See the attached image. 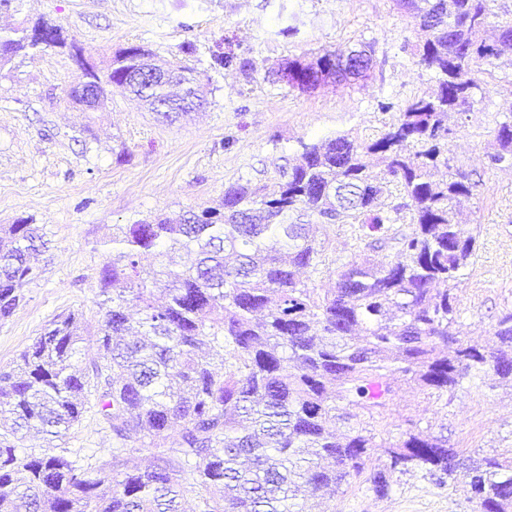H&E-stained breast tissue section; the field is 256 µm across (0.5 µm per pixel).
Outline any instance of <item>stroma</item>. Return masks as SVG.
<instances>
[{
    "label": "stroma",
    "mask_w": 512,
    "mask_h": 512,
    "mask_svg": "<svg viewBox=\"0 0 512 512\" xmlns=\"http://www.w3.org/2000/svg\"><path fill=\"white\" fill-rule=\"evenodd\" d=\"M39 20L61 26L102 72L132 45L193 67L208 103L169 124L116 87L102 109L85 112L67 97L79 74L69 49L20 51L0 62V224L42 225L50 241L41 274L23 284L18 306L0 322L2 369L59 314L101 321L97 280L112 260L105 242L113 225L218 206L234 182L273 183L301 143L365 139L393 118L380 103L403 106L435 84L410 51L424 34L394 0H24L22 12L0 11V28ZM359 44L374 50L366 79L299 91L277 75L287 60ZM229 50L252 70L214 65V54ZM482 79L483 101L456 116L448 155L474 185L461 221L476 254L454 291L462 331L492 351L494 325L512 312V168L490 167L487 154L496 121L512 113V71ZM312 232L336 264L367 253L355 226L316 224ZM394 390L388 411L372 421L371 466H384L386 447L409 432L445 436L464 457L512 461V387L496 385L493 373H473L442 395L401 375ZM65 443L92 466L112 463V431L94 403ZM469 496L461 480L440 486L421 472L397 473L387 498L358 479L326 494L323 508L472 512Z\"/></svg>",
    "instance_id": "stroma-1"
}]
</instances>
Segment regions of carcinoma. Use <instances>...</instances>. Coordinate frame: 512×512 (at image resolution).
<instances>
[{
    "mask_svg": "<svg viewBox=\"0 0 512 512\" xmlns=\"http://www.w3.org/2000/svg\"><path fill=\"white\" fill-rule=\"evenodd\" d=\"M493 2L395 0L428 31L413 55L436 85L373 137L303 142L301 161L270 187L235 183L220 209L119 227L100 274L96 331L74 313L60 316L12 370H0V512H182L189 494L198 512H290L302 490L318 507L321 493L364 473L375 433L361 417L384 410L396 375L439 393L473 371L512 382V357L462 336L452 294L475 253L457 221L472 185L448 157L454 118L482 99L478 62L512 68V19H499ZM27 49H40L28 27L0 31V60ZM142 51L120 49L105 75L91 65L80 79L121 87L149 107L179 105L168 85L137 81ZM215 62L251 67L233 53ZM371 62L364 49L326 50L286 62L280 78L305 91L330 77H364ZM177 68L179 84L203 105L196 71ZM493 137L491 165L512 166V115ZM442 166L445 180L435 178ZM395 194L406 202L380 206ZM405 209L410 231L392 232ZM240 214L249 222L231 223ZM304 218L357 224L373 236V251L392 242L394 253L337 268L320 293L300 277L326 265ZM2 239L10 247H0V321L19 302L17 286L39 275L31 253L47 247L43 228L24 221L1 224ZM147 253L158 259L149 271L140 265ZM133 306L141 332L130 339ZM494 336L512 349V313ZM90 341L98 357L80 373L75 362ZM88 395L112 430V461L137 442L152 454L148 467H92L69 448L17 452L23 433L64 438ZM338 423L346 425L340 435ZM175 426L179 446L171 448ZM387 455L367 478L380 499L395 473L420 470L442 483L461 470L474 512H512V464L484 457L463 468L448 439L421 433Z\"/></svg>",
    "mask_w": 512,
    "mask_h": 512,
    "instance_id": "cac0c4a2",
    "label": "carcinoma"
}]
</instances>
